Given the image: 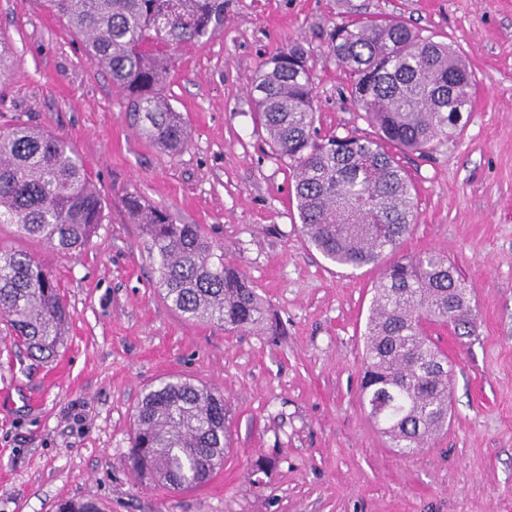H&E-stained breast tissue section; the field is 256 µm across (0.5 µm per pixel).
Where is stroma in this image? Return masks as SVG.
Listing matches in <instances>:
<instances>
[{"mask_svg": "<svg viewBox=\"0 0 512 512\" xmlns=\"http://www.w3.org/2000/svg\"><path fill=\"white\" fill-rule=\"evenodd\" d=\"M366 19L452 44L477 86L454 141L398 157L417 204L400 254L447 256L474 310L471 336L432 333L448 357V425L410 456L360 399L381 269L336 266L306 243L289 167L255 123L248 88L265 59L300 43L318 126L373 137L330 49L336 26ZM0 31L17 53L0 76V131L21 121L67 138L106 202L74 253L0 224V248L51 271L70 314L47 362L0 321V512H56L70 498L104 512H512V0H224L223 28L181 48L165 84L192 133L179 152L139 134L122 92L39 0H0ZM131 189L221 244L279 331L175 312L124 203ZM171 375L224 397L230 446L194 489L126 464L143 392Z\"/></svg>", "mask_w": 512, "mask_h": 512, "instance_id": "1", "label": "stroma"}]
</instances>
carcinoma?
<instances>
[{
  "instance_id": "cac0c4a2",
  "label": "carcinoma",
  "mask_w": 512,
  "mask_h": 512,
  "mask_svg": "<svg viewBox=\"0 0 512 512\" xmlns=\"http://www.w3.org/2000/svg\"><path fill=\"white\" fill-rule=\"evenodd\" d=\"M82 42L126 96L151 143L190 142L182 113L162 93L174 51L224 26V0H40ZM331 51L349 71L351 98L375 137H323L306 54L299 43L252 77L257 121L289 166L308 242L352 269L399 248L414 220V186L392 147L425 154L452 141L470 111L475 79L464 56L398 21L368 19L334 30ZM125 203L155 256L157 288L187 320L228 330L273 326L254 286L196 224L167 208ZM103 199L73 145L24 123L0 133V224L74 252L103 222ZM471 289L435 251L399 257L382 271L364 333L361 398L390 446L414 453L448 424V358L430 337L451 326L469 335ZM0 316L19 347L41 359L64 342L69 312L54 276L26 253L0 251ZM229 447L224 397L172 376L143 395L128 456L132 467L177 488L206 483Z\"/></svg>"
}]
</instances>
